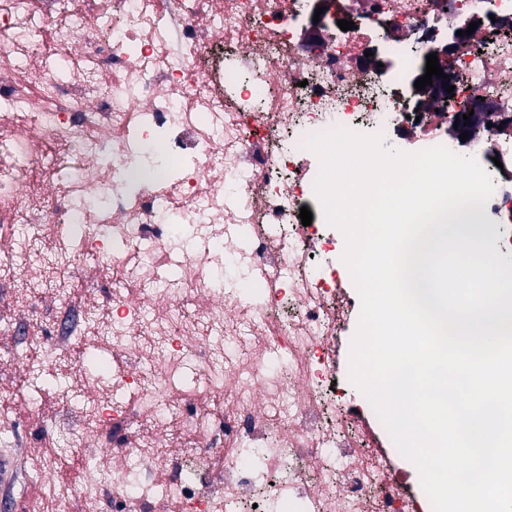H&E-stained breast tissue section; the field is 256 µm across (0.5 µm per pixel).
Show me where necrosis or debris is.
I'll return each mask as SVG.
<instances>
[{"mask_svg":"<svg viewBox=\"0 0 512 512\" xmlns=\"http://www.w3.org/2000/svg\"><path fill=\"white\" fill-rule=\"evenodd\" d=\"M0 0V331L40 372L79 337L87 460L27 512H413L336 394L350 299L308 137L472 154L512 253V0ZM354 22L344 31L340 20ZM439 51L454 93L414 83ZM78 273L106 302L73 297ZM261 451L260 464L247 457Z\"/></svg>","mask_w":512,"mask_h":512,"instance_id":"necrosis-or-debris-1","label":"necrosis or debris"}]
</instances>
